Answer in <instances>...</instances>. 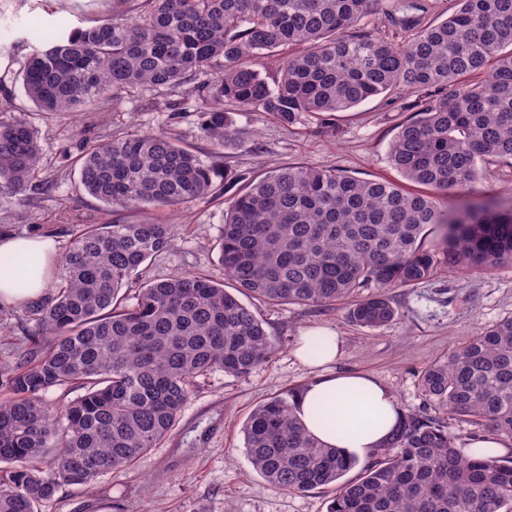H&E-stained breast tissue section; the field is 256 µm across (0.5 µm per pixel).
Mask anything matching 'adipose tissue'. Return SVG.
<instances>
[{"label":"adipose tissue","mask_w":512,"mask_h":512,"mask_svg":"<svg viewBox=\"0 0 512 512\" xmlns=\"http://www.w3.org/2000/svg\"><path fill=\"white\" fill-rule=\"evenodd\" d=\"M0 255H34L39 259L38 268L25 279L0 272V303L22 306L44 295L57 255L53 238L2 237ZM316 339L323 343L317 353L311 349ZM340 347L339 337L330 329L301 333L294 356L317 374L296 398L295 413L321 443L366 461L393 432L400 411L393 392L373 377L335 370Z\"/></svg>","instance_id":"obj_1"}]
</instances>
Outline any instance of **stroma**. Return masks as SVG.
<instances>
[{
  "label": "stroma",
  "instance_id": "1",
  "mask_svg": "<svg viewBox=\"0 0 512 512\" xmlns=\"http://www.w3.org/2000/svg\"><path fill=\"white\" fill-rule=\"evenodd\" d=\"M112 0H0V106L24 114L38 134L42 194L0 191V236L49 234L66 251L78 224L98 223L105 206L79 184L77 160L85 141L167 131L201 164L223 163L229 177L221 188L174 208L147 207L127 212L126 220L172 222L174 243L140 268L144 282L181 274H205L220 281L224 269L219 243L224 212L243 186L272 167L307 165L336 168L349 175L403 183L389 159L397 127L409 116L403 104L412 93L396 90L334 115L301 114L293 126L262 112L234 114L239 145L215 154L198 128L202 105L195 84L215 70L176 89L134 88L108 111L42 112L25 95L21 71L33 46L58 18L80 27L110 14ZM512 198V165L485 161L467 192L479 205ZM391 294L398 315L387 326L368 330L346 319V306H251L272 336L276 351L243 377L217 371L198 379L170 434L134 465L100 475L90 487H63L42 512H326L324 492L290 494L274 488L250 464L242 426L260 403L310 382L315 370L302 366L293 349L302 330L332 329L340 337L341 372L374 376L394 392L401 410L422 408L420 378L438 356L464 346L482 328L512 315V265L441 272L413 288ZM34 327L24 308L0 304V378L28 348Z\"/></svg>",
  "mask_w": 512,
  "mask_h": 512
}]
</instances>
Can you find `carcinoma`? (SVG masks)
I'll return each mask as SVG.
<instances>
[{"mask_svg": "<svg viewBox=\"0 0 512 512\" xmlns=\"http://www.w3.org/2000/svg\"><path fill=\"white\" fill-rule=\"evenodd\" d=\"M379 12L395 20L384 0H112L106 17L32 49L21 79L42 112H105L129 89L175 88L219 67L196 87L200 130L218 151L238 141L226 104L288 127L304 112H346L410 90L414 115L398 126L389 158L429 193L278 167L224 215V281L189 274L142 284L139 268L172 245L176 225L119 215L209 195L226 174L167 131L86 143L79 182L107 219L75 226L60 284L28 311L32 348L0 381V512H41L62 487L133 464L174 427L194 378L246 376L268 361L274 343L242 295L278 305L351 299L350 321L376 329L397 315L391 288L442 268L512 265V200L436 202L468 189L480 162L512 161V0H457L440 22L408 24L403 40L361 29ZM293 46L302 50L281 55ZM272 58L270 81L262 68ZM2 188H44L38 135L20 115L0 118ZM440 226L445 247H426ZM74 384L85 388L80 397L45 399ZM299 390L260 403L242 428L251 464L275 488L328 489L327 512H512V457L463 452L447 423L476 427L473 441H512V316L434 359L421 376L429 410L401 414L392 440L362 465L306 431L294 413Z\"/></svg>", "mask_w": 512, "mask_h": 512, "instance_id": "carcinoma-1", "label": "carcinoma"}]
</instances>
